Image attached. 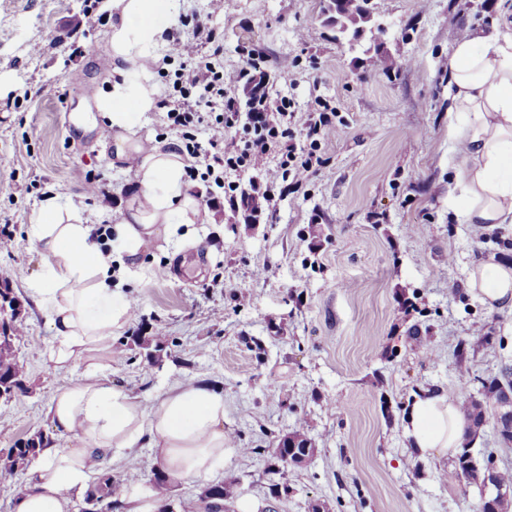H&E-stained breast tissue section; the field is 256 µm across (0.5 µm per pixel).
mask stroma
I'll return each instance as SVG.
<instances>
[{
    "label": "stroma",
    "mask_w": 512,
    "mask_h": 512,
    "mask_svg": "<svg viewBox=\"0 0 512 512\" xmlns=\"http://www.w3.org/2000/svg\"><path fill=\"white\" fill-rule=\"evenodd\" d=\"M498 2L374 0L386 28L378 47L368 36L338 43L322 0H224L225 77L255 50L271 95L325 101L337 124L329 160L276 219L260 200L235 212L213 206L211 223L191 225V241L152 238L145 276L127 294L148 324L164 327L160 359L124 331L67 372L51 362L54 329L26 291L45 262L28 230L51 194L103 211L84 190L89 177L109 180L112 211L128 199L132 171L96 147L112 129L65 79L76 70L102 82L108 24L71 32L86 5L103 15L107 0H0V226L15 240L0 254V281L21 305L25 372L23 392L0 401V451L38 432L76 447L47 408L88 368L151 401L204 381L223 392L224 426L238 440L216 475L237 481L227 512L245 502L254 512H479L482 488L451 480L452 458L412 448L404 424L416 395L480 401L483 382L512 365V313L489 309L468 286L479 261L512 263V224L448 217V58L455 39L498 20ZM286 57L296 65L284 73ZM25 86L37 95L17 100ZM410 224L425 234H408ZM241 291L250 300L240 306ZM476 331L485 344L458 358L457 343ZM295 433L314 455L285 468L288 494L275 500L265 470ZM154 456L142 443L109 471L125 490H147Z\"/></svg>",
    "instance_id": "stroma-1"
}]
</instances>
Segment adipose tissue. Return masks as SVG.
<instances>
[{
  "mask_svg": "<svg viewBox=\"0 0 512 512\" xmlns=\"http://www.w3.org/2000/svg\"><path fill=\"white\" fill-rule=\"evenodd\" d=\"M182 6V0L108 3V88L93 100L116 131L115 158H137L139 189L118 213L116 253L102 251L83 209L57 195L41 201L29 229L45 264L27 292L51 318L59 367L111 347L125 327L130 303L123 285L140 268L143 245L202 219L177 142L147 147L133 133L136 115L156 107L150 68L161 64L169 21ZM448 214L459 224H512V25L504 22L455 40L448 59ZM469 286L489 307L512 312L511 267L482 263ZM48 414L54 429L79 445L44 442L15 512H70L74 495L88 490L93 468L120 460L141 442L177 480H203L224 467V397L202 382L174 384L149 405L85 375L56 393ZM406 430L414 447L445 455L461 446L467 420L454 398L430 393L414 402Z\"/></svg>",
  "mask_w": 512,
  "mask_h": 512,
  "instance_id": "adipose-tissue-1",
  "label": "adipose tissue"
}]
</instances>
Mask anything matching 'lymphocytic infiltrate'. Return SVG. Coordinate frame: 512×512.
Returning <instances> with one entry per match:
<instances>
[{"mask_svg":"<svg viewBox=\"0 0 512 512\" xmlns=\"http://www.w3.org/2000/svg\"><path fill=\"white\" fill-rule=\"evenodd\" d=\"M224 0H208L206 12L179 18L168 33L166 61L176 63L172 89L157 102L166 115L165 130L173 134L181 154L193 158L190 180L223 187L225 178L252 171L270 185L264 194L268 217L279 212L274 186L285 184L290 195L324 162L328 135L336 128L335 113L320 102L296 107L286 97L270 98L262 54H254L246 81L254 112L235 110L224 89V49L212 21L223 13ZM243 124L245 138H225V129Z\"/></svg>","mask_w":512,"mask_h":512,"instance_id":"obj_1","label":"lymphocytic infiltrate"}]
</instances>
